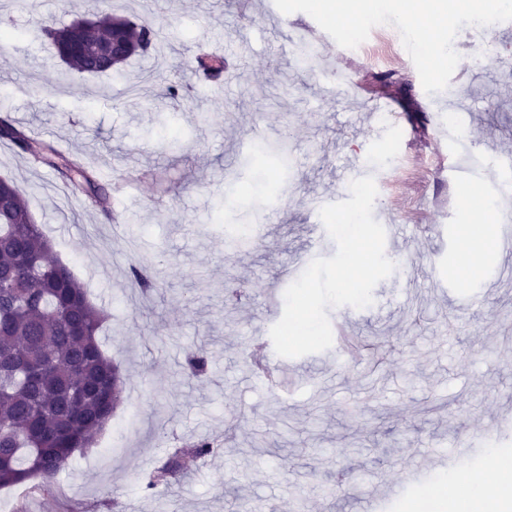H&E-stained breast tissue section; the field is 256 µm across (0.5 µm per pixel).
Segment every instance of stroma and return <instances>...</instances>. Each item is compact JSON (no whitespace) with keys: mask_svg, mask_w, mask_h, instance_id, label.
I'll list each match as a JSON object with an SVG mask.
<instances>
[{"mask_svg":"<svg viewBox=\"0 0 512 512\" xmlns=\"http://www.w3.org/2000/svg\"><path fill=\"white\" fill-rule=\"evenodd\" d=\"M109 3L159 28L162 40L107 76L70 70L34 34L45 18L56 27L94 18L98 0H0V116L85 158L109 192L106 208L1 142L0 177L19 188L56 257L108 314L102 348L130 387L113 419L139 417L120 448L75 453L10 512H410L448 473L473 475L489 444L512 456V281L496 282L498 253L466 270L459 204L466 185L487 188L504 175L460 168L432 95L436 72L466 89L475 150L512 154V80L497 75L512 60V37H491L489 75L476 82L467 55L444 66L441 51L421 56L398 34L397 0H369L350 17L390 23L366 31L359 49L310 0ZM304 41L319 50L310 69L296 63ZM205 43L226 61V89L196 69ZM340 72L352 88L337 86ZM172 84L181 100L169 96ZM381 113L393 114L397 130L376 139L368 128ZM252 138L288 142L287 166L264 164L260 189L245 166ZM356 175L375 180L374 219L401 227L385 245L396 268L372 304L328 311L367 349L348 361L327 350L280 358L290 383L274 389L249 367L277 322L266 297L309 259L335 254L332 238L310 240L320 221L310 202L349 199ZM241 205L257 232L249 247L229 250L226 223ZM134 267L155 279L154 294L129 282ZM191 348L207 358L205 375L184 373ZM229 422L233 439L196 474L144 488L142 475L175 440L218 439ZM478 429L493 441L459 455ZM409 463L422 479L394 493Z\"/></svg>","mask_w":512,"mask_h":512,"instance_id":"stroma-1","label":"stroma"}]
</instances>
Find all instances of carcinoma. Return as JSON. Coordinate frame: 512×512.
<instances>
[{
  "label": "carcinoma",
  "instance_id": "obj_1",
  "mask_svg": "<svg viewBox=\"0 0 512 512\" xmlns=\"http://www.w3.org/2000/svg\"><path fill=\"white\" fill-rule=\"evenodd\" d=\"M55 54L82 74L117 73L133 57L155 47L159 31L132 22L103 7L100 17L58 28L43 27ZM126 45L118 61L99 60L97 46L112 39ZM209 79L224 72L220 56L196 58ZM0 141L10 143L35 164L56 168L61 177L85 192L95 204L104 202L92 171L80 158L57 163L56 148L37 142L10 116L0 117ZM0 271L11 279L0 285V489L33 479L50 481L69 464L76 451L89 447L123 400L125 379L101 349L103 312L89 300L87 288L70 267L52 257V244L13 181L0 185ZM140 293L148 296L154 281L130 269ZM199 439L175 449L171 466L152 470L144 486L154 490L171 477L197 470L233 437Z\"/></svg>",
  "mask_w": 512,
  "mask_h": 512
}]
</instances>
